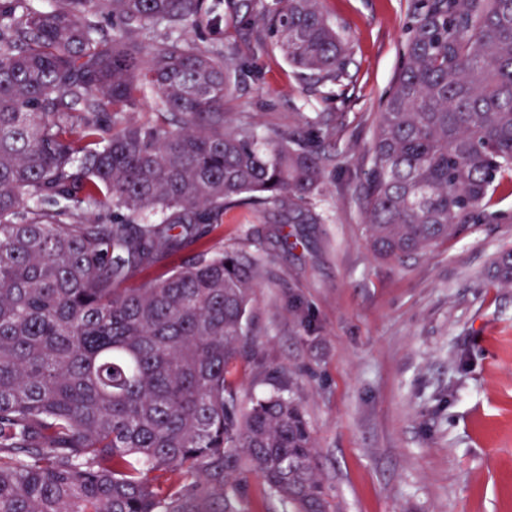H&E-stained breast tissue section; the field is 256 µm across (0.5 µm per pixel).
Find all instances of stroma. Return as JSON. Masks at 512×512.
Here are the masks:
<instances>
[{
	"instance_id": "1",
	"label": "stroma",
	"mask_w": 512,
	"mask_h": 512,
	"mask_svg": "<svg viewBox=\"0 0 512 512\" xmlns=\"http://www.w3.org/2000/svg\"><path fill=\"white\" fill-rule=\"evenodd\" d=\"M278 0H221L181 37L233 57L229 124L299 129L326 146L321 224H281L270 204L223 223L131 287L256 239L265 261L250 310L258 361L234 372L241 400L266 369L295 371L319 471L336 512H512V286L488 272L512 251V184L498 218L400 261L374 256L365 226L373 130L401 67L408 0H322L350 48L326 96L250 15Z\"/></svg>"
}]
</instances>
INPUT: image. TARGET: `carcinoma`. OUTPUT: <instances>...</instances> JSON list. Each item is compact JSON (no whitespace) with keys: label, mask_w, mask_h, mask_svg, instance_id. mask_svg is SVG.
I'll use <instances>...</instances> for the list:
<instances>
[{"label":"carcinoma","mask_w":512,"mask_h":512,"mask_svg":"<svg viewBox=\"0 0 512 512\" xmlns=\"http://www.w3.org/2000/svg\"><path fill=\"white\" fill-rule=\"evenodd\" d=\"M204 2L0 0V512H238L249 474L293 512H329L293 373L271 369L245 409L231 379L255 358L256 242L121 287L229 207L324 223L322 142L227 126L233 62L170 37ZM280 2L260 22L302 75L339 85L320 0ZM405 32L366 174L384 260L495 219L512 172V0H410Z\"/></svg>","instance_id":"1"}]
</instances>
